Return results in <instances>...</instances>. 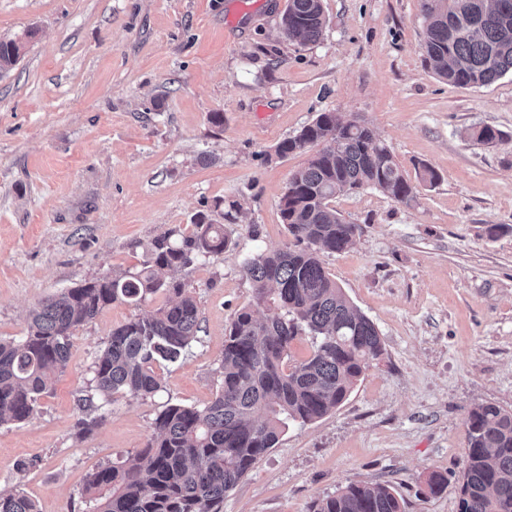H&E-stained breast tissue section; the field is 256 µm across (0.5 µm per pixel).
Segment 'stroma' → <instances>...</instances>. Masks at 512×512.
Here are the masks:
<instances>
[{
    "label": "stroma",
    "instance_id": "obj_1",
    "mask_svg": "<svg viewBox=\"0 0 512 512\" xmlns=\"http://www.w3.org/2000/svg\"><path fill=\"white\" fill-rule=\"evenodd\" d=\"M243 3L250 15L228 27ZM286 5L0 0V40L36 31L0 76V338L25 336L30 310L67 289L139 271L157 239L191 233L198 216L229 239L178 273L201 331L182 365L160 369L157 395L80 406L113 328L166 295L113 303L74 331L33 418L0 425V493L84 512L89 475L144 448L166 403L212 401L224 329L253 301L243 263L289 243L279 201L308 156L276 147L334 112L373 127L416 189L408 204L370 188L332 201L360 231L323 265L383 350L336 410L281 434L223 512H310L350 482L393 487L403 512H460L469 410L512 409V75L440 80L423 61L422 0H322L313 42L282 35ZM485 125L502 140L470 137ZM434 471L448 479L437 496Z\"/></svg>",
    "mask_w": 512,
    "mask_h": 512
}]
</instances>
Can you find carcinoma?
<instances>
[{"instance_id": "1", "label": "carcinoma", "mask_w": 512, "mask_h": 512, "mask_svg": "<svg viewBox=\"0 0 512 512\" xmlns=\"http://www.w3.org/2000/svg\"><path fill=\"white\" fill-rule=\"evenodd\" d=\"M422 8L424 62L439 78L480 87L512 74V0H422ZM325 25L322 0H288L280 20L290 40L315 41ZM24 49L19 40L0 41V72L12 69ZM313 148L279 202L291 242L243 264L254 284L253 303L226 330L216 396L203 407L167 405L144 448L90 474L86 512H222L224 494L289 424L335 410L381 354L375 325L321 260L323 253L345 250L358 232L331 201L366 186L408 204L414 187L363 120L322 112L282 140L277 153ZM228 244L224 225L201 218L191 234L159 241L139 271L103 276L43 302L30 314L26 336L0 339V425L35 414L67 365L77 327L115 302L137 306L158 293L168 295L164 306L112 329L93 363L94 395L86 403L161 391L156 366L180 363L199 332L195 297L174 274ZM304 333L313 339L312 352L291 364L290 345ZM0 512L37 508L16 492L0 494ZM310 512H402V506L388 485L350 482ZM460 512H512V411L495 404L469 411Z\"/></svg>"}]
</instances>
